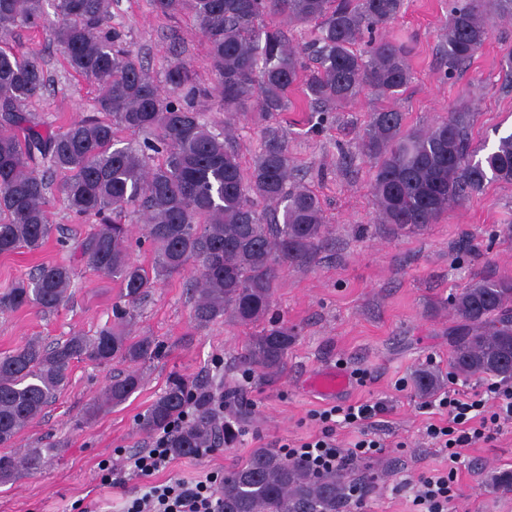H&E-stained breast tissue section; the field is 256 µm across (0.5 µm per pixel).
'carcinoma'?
Wrapping results in <instances>:
<instances>
[{
    "instance_id": "1",
    "label": "carcinoma",
    "mask_w": 512,
    "mask_h": 512,
    "mask_svg": "<svg viewBox=\"0 0 512 512\" xmlns=\"http://www.w3.org/2000/svg\"><path fill=\"white\" fill-rule=\"evenodd\" d=\"M45 0H0V255L40 249L52 233L47 218L49 166L66 174L60 185L69 209L99 220L97 233L79 244L93 270L120 284L128 307L118 322L95 335L74 334L49 347L28 341L0 356V446L37 419L68 384L72 364L119 358L137 364L157 357L149 336H130L133 307L159 282L194 266L192 319L206 327L224 317L258 326L243 370L268 375L285 370L294 329L269 317L285 264L310 262L328 233L322 204L293 181L288 138L277 116L293 108L299 89L316 112H334L364 90L396 99L412 80L404 45L381 32L394 25L402 0H152L172 17L192 9L210 60L212 81L200 82L182 63L166 74L164 90L127 49L126 34L112 24V0H53V35L68 67L93 84L97 111L49 131L25 105L40 98L47 77L36 54L9 47L19 28L47 22ZM512 14V0H454L443 56L452 73L470 62L492 33L491 9ZM284 24L311 25L314 38L294 45ZM211 100L262 126V146L244 173L238 153L203 120L195 102ZM394 108L371 114L359 138L360 153L374 162L370 191L381 223L401 233L435 224L448 207L492 182L512 183V132L477 158L468 137L470 115L460 107L430 127L403 130ZM120 131L154 139L118 146ZM161 155L149 164L148 152ZM143 218L154 257L146 267L130 254L126 212ZM71 270L47 264L19 280L4 297L5 312L34 306L55 311L68 296ZM451 367L465 378L512 379V277H483L450 299ZM142 385L132 369L112 378L105 400L120 405ZM440 385L439 374L419 371L418 393ZM207 380L171 376L150 405L142 427L161 431L176 417L191 419L170 435L174 456L230 443L235 431L219 428L210 411ZM40 448L17 459L0 456V481L34 470ZM351 482L343 471L314 475L298 460L257 448L224 474L223 512H343Z\"/></svg>"
}]
</instances>
